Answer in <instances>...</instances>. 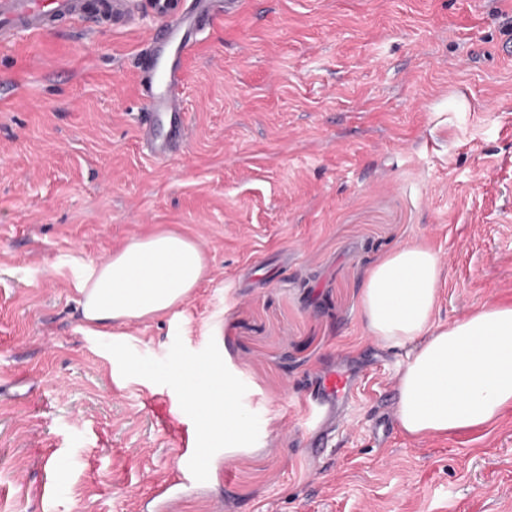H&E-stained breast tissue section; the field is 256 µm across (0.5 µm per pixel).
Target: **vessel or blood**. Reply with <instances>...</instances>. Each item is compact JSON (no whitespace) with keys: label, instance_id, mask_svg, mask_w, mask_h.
<instances>
[{"label":"vessel or blood","instance_id":"vessel-or-blood-1","mask_svg":"<svg viewBox=\"0 0 512 512\" xmlns=\"http://www.w3.org/2000/svg\"><path fill=\"white\" fill-rule=\"evenodd\" d=\"M127 0H101L98 13H91L86 0H0V45L24 36L39 35L59 28L69 18L84 20L88 25L121 13ZM179 0H151L154 11L167 23L148 41V75L142 94L148 111L138 133L149 154L158 161L167 160L184 143L188 134L187 114L180 96L183 58L195 43V33L215 20V0H194L191 9L181 11ZM325 397L349 398L348 378L339 372L322 382Z\"/></svg>","mask_w":512,"mask_h":512}]
</instances>
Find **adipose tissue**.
<instances>
[{
  "instance_id": "adipose-tissue-1",
  "label": "adipose tissue",
  "mask_w": 512,
  "mask_h": 512,
  "mask_svg": "<svg viewBox=\"0 0 512 512\" xmlns=\"http://www.w3.org/2000/svg\"><path fill=\"white\" fill-rule=\"evenodd\" d=\"M206 271L201 244L175 230L137 239L93 266L82 279V331L153 318L182 303ZM440 259L403 246L375 265L362 291V312L377 341L409 346L397 376L396 421L406 435L446 436L488 427L512 407V304H484L461 319L435 323ZM188 402L200 409L205 440L242 447L249 414L233 379L217 367L185 374Z\"/></svg>"
}]
</instances>
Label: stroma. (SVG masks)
<instances>
[{"label": "stroma", "mask_w": 512, "mask_h": 512, "mask_svg": "<svg viewBox=\"0 0 512 512\" xmlns=\"http://www.w3.org/2000/svg\"><path fill=\"white\" fill-rule=\"evenodd\" d=\"M162 20L71 22L0 48V512H502L512 408L483 430L408 438V348L362 315L369 270L421 243L434 320L512 302V0H232L181 87L189 136L137 142L139 65ZM207 275L127 326L79 331L84 271L164 228ZM233 377L251 438L202 447L183 373ZM354 394L310 414L324 373ZM180 457H183L186 463L184 471L179 475L180 478H184L185 475L197 477L205 474L207 461L200 448H181Z\"/></svg>", "instance_id": "1"}]
</instances>
